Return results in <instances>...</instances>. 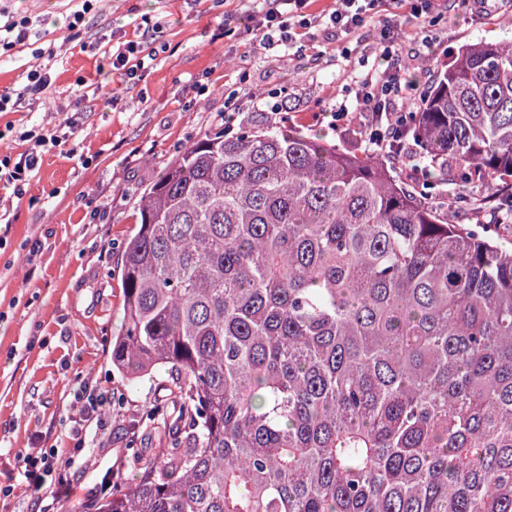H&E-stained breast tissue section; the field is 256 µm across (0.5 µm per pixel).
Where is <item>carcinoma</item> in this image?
<instances>
[{"label": "carcinoma", "instance_id": "carcinoma-1", "mask_svg": "<svg viewBox=\"0 0 512 512\" xmlns=\"http://www.w3.org/2000/svg\"><path fill=\"white\" fill-rule=\"evenodd\" d=\"M428 162L246 120L144 191L112 366L169 372L137 478L84 512H512V245L448 219L512 186V46L411 104Z\"/></svg>", "mask_w": 512, "mask_h": 512}]
</instances>
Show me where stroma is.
Segmentation results:
<instances>
[{
    "mask_svg": "<svg viewBox=\"0 0 512 512\" xmlns=\"http://www.w3.org/2000/svg\"><path fill=\"white\" fill-rule=\"evenodd\" d=\"M337 0H313L317 19L303 52L269 47L240 19L261 0H96L72 25L77 0H0V11L30 17L26 44L0 55V92H16L29 70L46 66L50 82L0 114V153L30 151L26 131L49 133L68 122L75 139L43 153L17 197L0 191V488L9 512H38L53 496L56 512H83L118 468L136 476L133 448H151L135 420L162 396L165 370L136 383L112 367L109 341L121 328L123 288L115 269L134 228L137 194L155 182L187 144L257 112L304 131H322L342 148L366 151L357 119L334 122L362 77L385 69L377 28L388 21L402 39V81L428 87L466 43L512 42V0L472 10L440 0L435 25H423L408 0L368 15L348 34L328 16ZM135 41L145 57L138 79L112 65V49ZM113 391L119 406L91 447L72 460L68 479L44 488L24 477V456L70 444L74 393L83 383Z\"/></svg>",
    "mask_w": 512,
    "mask_h": 512,
    "instance_id": "stroma-1",
    "label": "stroma"
}]
</instances>
